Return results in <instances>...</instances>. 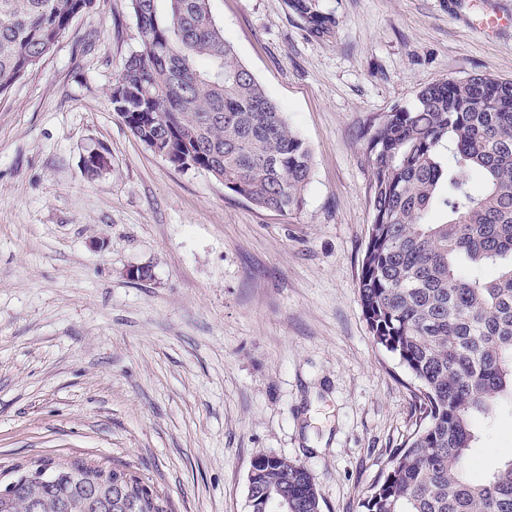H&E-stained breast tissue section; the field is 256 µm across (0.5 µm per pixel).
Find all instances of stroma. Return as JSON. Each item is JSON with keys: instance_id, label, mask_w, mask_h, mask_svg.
<instances>
[{"instance_id": "obj_1", "label": "stroma", "mask_w": 512, "mask_h": 512, "mask_svg": "<svg viewBox=\"0 0 512 512\" xmlns=\"http://www.w3.org/2000/svg\"><path fill=\"white\" fill-rule=\"evenodd\" d=\"M212 0L311 151L301 208L260 210L147 149L109 91L140 38L98 0L0 96V484L45 458L130 464L172 512H248L252 460L303 464L322 512L361 503L419 415L358 295L373 219L371 122L437 80L512 81V0ZM110 164L87 177L83 159ZM149 268L147 280L131 269ZM474 472L512 448V407L476 422ZM289 8L301 17L316 37H323L336 27V16L319 8L316 0H288Z\"/></svg>"}]
</instances>
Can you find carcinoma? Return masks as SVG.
Returning <instances> with one entry per match:
<instances>
[{"label": "carcinoma", "mask_w": 512, "mask_h": 512, "mask_svg": "<svg viewBox=\"0 0 512 512\" xmlns=\"http://www.w3.org/2000/svg\"><path fill=\"white\" fill-rule=\"evenodd\" d=\"M97 0H0V95ZM212 0H130L140 48L112 110L148 149L194 168L257 208L299 209L311 152L215 20ZM316 37L336 27L318 0H288ZM373 213L358 281L374 342L413 380L416 428L362 502L363 512H512V453L471 473L474 421L512 404V81L442 79L366 131ZM481 179L476 194L470 176ZM439 209L444 219L429 221ZM50 475L0 512H170L123 463L44 459ZM251 512H322L308 470L253 464Z\"/></svg>", "instance_id": "obj_1"}]
</instances>
